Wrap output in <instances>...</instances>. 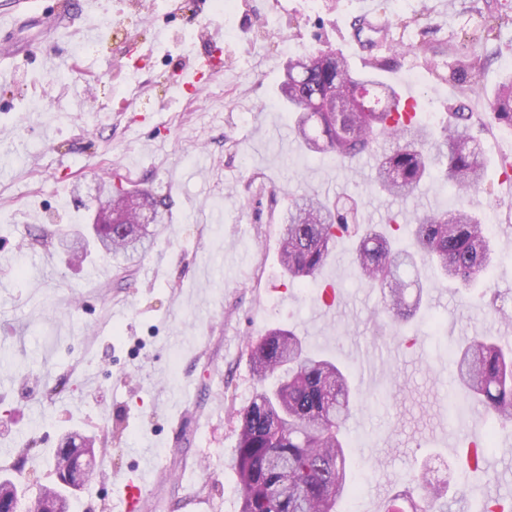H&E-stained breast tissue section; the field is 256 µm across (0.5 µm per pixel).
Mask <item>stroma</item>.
Returning a JSON list of instances; mask_svg holds the SVG:
<instances>
[{
    "label": "stroma",
    "instance_id": "obj_1",
    "mask_svg": "<svg viewBox=\"0 0 512 512\" xmlns=\"http://www.w3.org/2000/svg\"><path fill=\"white\" fill-rule=\"evenodd\" d=\"M113 17L100 43L78 38L76 13L41 59L0 57V475L22 469L31 492L54 485L51 454L68 436L95 439L93 477L72 512H113L120 476L157 470L144 512H240L229 466L239 418L259 387L251 355L261 336L293 327L346 370L359 396L346 422L357 495L339 512H385L424 464L457 466L496 422L489 410L451 414L444 342L493 329L512 345V127L489 117L512 73V0H235L226 32L203 42L214 0H96ZM385 38L360 52L351 37L364 11ZM335 49L352 69L375 70L409 90L434 127L471 113L485 181L467 198L496 211L497 256L481 288L440 284L434 270L422 313L378 327L379 289L351 274L353 243L340 238L319 285L325 304L283 277L279 228L293 196L356 199L361 223L399 225L454 209L443 168L411 196L375 186L363 158L299 155L294 116L278 86L289 58ZM224 63L222 89L202 52ZM145 190L166 204L151 249L133 262L97 256L77 264L41 233L92 224L110 184ZM482 471L487 497L512 498V439L498 438Z\"/></svg>",
    "mask_w": 512,
    "mask_h": 512
}]
</instances>
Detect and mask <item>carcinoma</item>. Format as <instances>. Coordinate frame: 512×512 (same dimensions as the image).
Listing matches in <instances>:
<instances>
[{
	"mask_svg": "<svg viewBox=\"0 0 512 512\" xmlns=\"http://www.w3.org/2000/svg\"><path fill=\"white\" fill-rule=\"evenodd\" d=\"M379 91L373 106L349 105L354 91ZM282 102L296 114L293 132L301 155L328 151L341 158L369 154L375 161V181L393 197L404 198L433 167L446 163V177L459 197L485 177V154L469 133L464 112L433 130L417 119L415 106L394 103L393 89L370 73H354L340 52L318 53L313 66L307 58L288 61L281 88ZM492 119L512 127V74L498 86ZM394 146L377 151L379 137ZM112 210L125 205L145 207L146 224H93V241L81 234H63L58 245L79 257L94 245L104 253L135 260L150 246V224L165 223L161 203L145 193L112 187ZM394 221L361 228L357 202L340 207L319 194L292 199L280 228L279 263L288 278L310 285L328 262L338 238L355 230L359 241L352 268L369 287L382 294L383 310L409 317L422 299L424 285L400 278L402 266L416 261L434 265L445 281L476 287L491 267L495 249L486 224L465 203L444 214H424L409 225L410 246L391 232ZM448 355L456 367L454 383L464 400L452 397L459 409L480 404L491 410L504 429L512 425V350L488 336L452 345ZM260 381L276 377L257 391L241 413L238 443L231 464L238 475L241 512H337L356 483L347 470L343 427L354 407L348 378L332 359L308 349L293 330L272 328L252 354ZM418 478L420 502L413 512H469L472 490L463 488L455 500H444L447 489L429 478Z\"/></svg>",
	"mask_w": 512,
	"mask_h": 512,
	"instance_id": "1",
	"label": "carcinoma"
}]
</instances>
